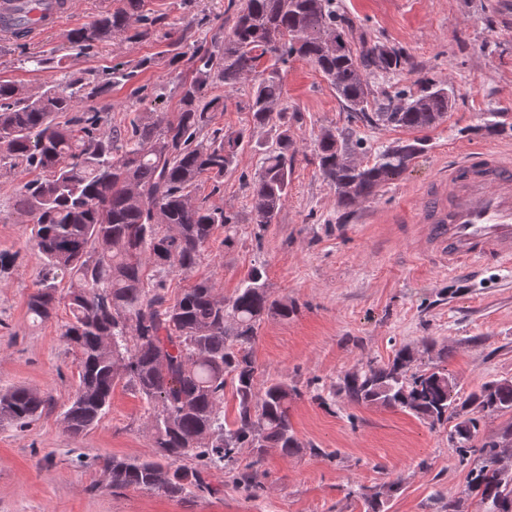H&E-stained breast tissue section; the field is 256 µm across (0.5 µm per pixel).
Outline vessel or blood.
Segmentation results:
<instances>
[{"label": "vessel or blood", "mask_w": 512, "mask_h": 512, "mask_svg": "<svg viewBox=\"0 0 512 512\" xmlns=\"http://www.w3.org/2000/svg\"><path fill=\"white\" fill-rule=\"evenodd\" d=\"M22 0H0V19L23 18L29 34L59 29L69 0H42L20 14ZM417 223L427 229L424 257L468 275L512 266V160L484 147L458 155L448 172L424 189L416 204Z\"/></svg>", "instance_id": "vessel-or-blood-1"}]
</instances>
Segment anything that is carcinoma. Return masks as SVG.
<instances>
[{
  "instance_id": "cac0c4a2",
  "label": "carcinoma",
  "mask_w": 512,
  "mask_h": 512,
  "mask_svg": "<svg viewBox=\"0 0 512 512\" xmlns=\"http://www.w3.org/2000/svg\"><path fill=\"white\" fill-rule=\"evenodd\" d=\"M154 21L142 0H120L92 23L67 34L71 47L85 52L121 39L149 37ZM177 58L184 77L177 85L178 112H138L127 124H112L109 113L82 108L106 99L112 84L149 67H113L108 77H72L29 94L0 81V168L23 166L36 172L25 182L15 211L32 225L43 255L40 278L28 295L27 310L41 323L62 304L71 317L61 336L77 354L78 383L62 412L70 436L80 438L105 416L120 382L154 408L150 420L153 451L145 458L112 456L105 461L114 489H141L169 498L213 496L212 470L227 468L243 448L254 460L229 478L249 496L264 490L263 454L276 448L285 456L333 457L301 441L290 407L302 397L288 378L258 381L252 346L265 317L283 319L296 311L288 298H275L264 265L252 266L229 298L210 279L194 282L175 296L164 275L188 274L198 265L215 231L224 245L238 232L236 215L196 197L198 183L224 177L236 162L246 131L226 133L216 126L224 111L222 86L234 89L254 80L244 109L256 127L279 123L275 146L264 150L251 186L253 223H275L288 194L297 152L282 107V69L300 58L323 74L353 118L375 126L426 132L448 118L449 94L431 84L417 95L400 94L403 104L374 96L371 80L409 69L403 51L381 41L353 40L336 14L333 0H245L224 40L193 47ZM426 147V138L397 140L380 149L371 163L353 158L349 145L332 129L317 139L319 174L349 209L374 198L379 187L405 172ZM155 269L149 274V269ZM68 280L66 292L59 291ZM438 362L415 366L418 350L402 345L387 363L370 361L346 372L329 391L312 398L326 406L334 397L350 403L395 409L430 427L453 423L448 441L461 465L473 464L461 495L485 504L484 512H512V486L502 485L495 439L474 444L481 421L505 418L501 436L512 435V380H492L464 397L448 373V350ZM232 383L237 411L224 419V388ZM56 409L50 396L27 387L0 392V424L23 426ZM193 456L198 463L178 462ZM396 479L372 487L358 485L347 496L365 512H386L400 488Z\"/></svg>"
}]
</instances>
